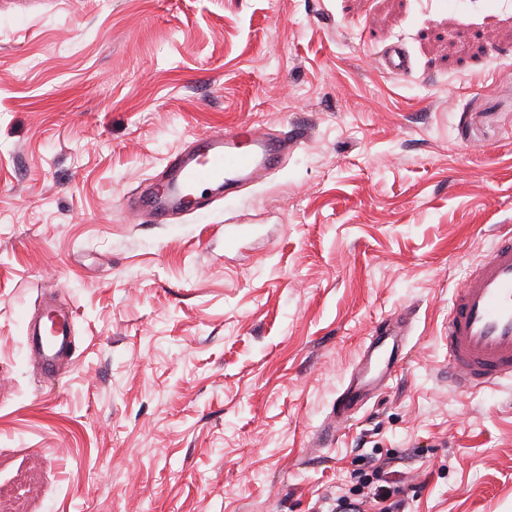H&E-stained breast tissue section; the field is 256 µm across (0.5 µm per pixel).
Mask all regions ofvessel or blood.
<instances>
[{
    "mask_svg": "<svg viewBox=\"0 0 512 512\" xmlns=\"http://www.w3.org/2000/svg\"><path fill=\"white\" fill-rule=\"evenodd\" d=\"M385 70L396 75L410 71L401 46L380 56ZM288 148V138L250 124L206 134L173 153L160 176L129 197L127 206L155 215L165 223L170 208L189 213L206 209V188L234 190L261 172L276 169ZM51 324L30 331L29 348L42 354V370L55 379L57 358L70 349L72 310L49 306ZM406 344L401 320L375 326L364 346L357 369L336 400V422L344 424L368 401L372 390L392 378ZM448 369L458 388L473 390L512 378V236L501 238L473 267L452 297L448 314Z\"/></svg>",
    "mask_w": 512,
    "mask_h": 512,
    "instance_id": "obj_1",
    "label": "vessel or blood"
}]
</instances>
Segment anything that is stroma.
<instances>
[{
    "label": "stroma",
    "mask_w": 512,
    "mask_h": 512,
    "mask_svg": "<svg viewBox=\"0 0 512 512\" xmlns=\"http://www.w3.org/2000/svg\"><path fill=\"white\" fill-rule=\"evenodd\" d=\"M508 52L512 0H0V512H512V380L448 372L452 294L512 234ZM237 122L300 138L202 213L124 207ZM382 67L396 75L407 74L411 70V63L404 49L399 45H393L386 49L380 56ZM49 312L51 327L46 323L37 330H32L27 336V346L42 352V370L48 380L56 377L57 358L70 349V336L74 324V312L69 309L57 308L53 305L54 298L45 299ZM369 344L364 346L357 369L336 400V427L340 428L368 401L372 389H381L392 378L406 344V332L401 320L381 322L374 327ZM378 353L386 358L378 376L366 380Z\"/></svg>",
    "instance_id": "1"
}]
</instances>
